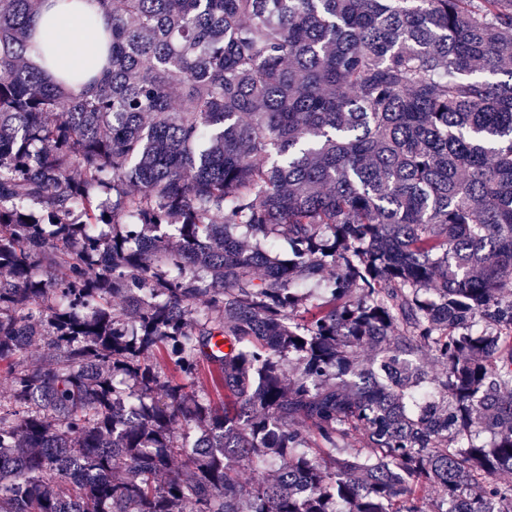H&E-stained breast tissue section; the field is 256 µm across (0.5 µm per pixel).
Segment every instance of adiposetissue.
<instances>
[{
	"mask_svg": "<svg viewBox=\"0 0 512 512\" xmlns=\"http://www.w3.org/2000/svg\"><path fill=\"white\" fill-rule=\"evenodd\" d=\"M97 26L105 21L98 0H71L69 7L58 5L44 8L35 29L30 61L44 69L46 76L59 77L61 68L87 62L102 65L106 57L105 45L87 37L88 20Z\"/></svg>",
	"mask_w": 512,
	"mask_h": 512,
	"instance_id": "adipose-tissue-1",
	"label": "adipose tissue"
}]
</instances>
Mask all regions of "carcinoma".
<instances>
[{
	"label": "carcinoma",
	"instance_id": "cac0c4a2",
	"mask_svg": "<svg viewBox=\"0 0 512 512\" xmlns=\"http://www.w3.org/2000/svg\"><path fill=\"white\" fill-rule=\"evenodd\" d=\"M42 2L0 0V512H512V0H98L59 83Z\"/></svg>",
	"mask_w": 512,
	"mask_h": 512
}]
</instances>
